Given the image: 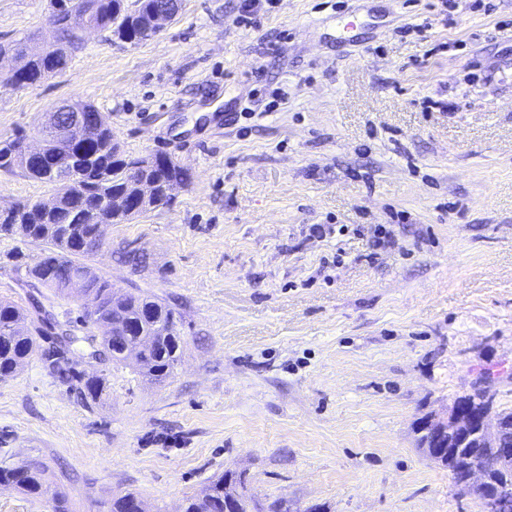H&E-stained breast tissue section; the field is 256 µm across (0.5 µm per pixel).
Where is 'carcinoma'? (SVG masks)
I'll return each mask as SVG.
<instances>
[{
	"instance_id": "1",
	"label": "carcinoma",
	"mask_w": 512,
	"mask_h": 512,
	"mask_svg": "<svg viewBox=\"0 0 512 512\" xmlns=\"http://www.w3.org/2000/svg\"><path fill=\"white\" fill-rule=\"evenodd\" d=\"M168 0H136L135 8L125 7L124 0H98V10L92 15L97 27L112 31L128 43L138 44L149 38L147 30L154 12L167 8ZM54 42L65 46L47 58L28 56L23 48L0 47V78L10 73L27 70L57 73L66 68L71 50L79 42L66 28L53 29ZM16 141L0 146V169L12 170L15 162ZM68 157L82 181L84 195L81 212H75L72 191L58 183L55 210L46 212L41 204L19 203L16 215L0 216V231L18 235L43 245L40 259L26 270L31 286L54 288L60 292L70 289V278L81 276L95 293L97 302L85 312L84 321L97 330L93 336H73L63 332L58 336L59 348L45 354V369L61 381L84 383L86 396L96 399L102 392V378L85 377L66 356L67 348L81 340L87 343L89 355L94 356L102 346L114 352L112 360L123 361L128 354L125 344L137 347L136 364L146 370L152 381L170 377L180 360L182 343L181 318L168 304L141 293H133L111 286L95 276L77 257L92 254L83 247L98 224H112L132 219L170 200L157 194L156 198L141 202L137 199V184L142 179L162 183L171 178L190 181L191 174L184 167L165 170L151 164V156L129 157L113 142L112 128L107 124L94 127L91 139L79 157L70 150ZM135 324L123 329L117 318ZM24 310L9 301L0 300V376H8L20 368L33 348L34 338L25 331ZM0 487H9L28 494L50 497L53 512H69L65 494L52 486L46 477L44 464L36 459L19 462H0ZM242 482L226 483L224 476L212 480L202 498L186 499L183 512H249L250 501L240 492Z\"/></svg>"
}]
</instances>
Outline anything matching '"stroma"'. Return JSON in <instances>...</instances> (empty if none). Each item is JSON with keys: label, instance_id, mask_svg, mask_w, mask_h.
<instances>
[{"label": "stroma", "instance_id": "35a3bbf8", "mask_svg": "<svg viewBox=\"0 0 512 512\" xmlns=\"http://www.w3.org/2000/svg\"><path fill=\"white\" fill-rule=\"evenodd\" d=\"M440 8L256 0L246 17L241 0H184L148 40L93 32L41 84H0V143L37 140L78 99L125 155L192 175L169 206L103 225L85 259L179 313L182 357L160 383L90 363L92 300L27 288L42 247L0 233V299L36 339L0 378V460L44 462L70 512L126 492L181 512L227 471L251 512H482L416 425L481 369L512 370V0ZM50 9L0 0V46H48ZM55 193L0 170V209ZM36 301L78 336L69 358L103 377L97 400L44 369Z\"/></svg>", "mask_w": 512, "mask_h": 512}]
</instances>
